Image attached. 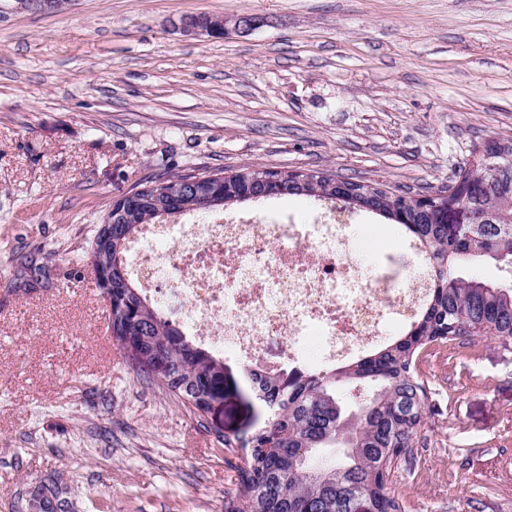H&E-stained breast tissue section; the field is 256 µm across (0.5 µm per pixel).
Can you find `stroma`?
<instances>
[{
  "label": "stroma",
  "mask_w": 512,
  "mask_h": 512,
  "mask_svg": "<svg viewBox=\"0 0 512 512\" xmlns=\"http://www.w3.org/2000/svg\"><path fill=\"white\" fill-rule=\"evenodd\" d=\"M248 13L187 37L182 17ZM512 137V0H72L0 10V512L54 479L69 512H239L225 430L268 417L228 392L201 415L137 370L89 255L139 181L243 168L430 194ZM303 196L224 216L306 223ZM351 257L406 262L404 232L350 216ZM427 413L389 481L402 512H512V339L428 349ZM66 3V0H15L12 10L51 14L58 12ZM186 16L181 18L177 28L185 36H202L222 39L228 33L227 24L233 22V29L238 33H247L259 24L258 18L250 14H239L228 20L224 16Z\"/></svg>",
  "instance_id": "obj_1"
}]
</instances>
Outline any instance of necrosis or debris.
<instances>
[{"instance_id":"4bbe7bcc","label":"necrosis or debris","mask_w":512,"mask_h":512,"mask_svg":"<svg viewBox=\"0 0 512 512\" xmlns=\"http://www.w3.org/2000/svg\"><path fill=\"white\" fill-rule=\"evenodd\" d=\"M346 229L329 209L309 224H151L130 247V270L162 311L209 349L231 350L246 372L299 363L309 339L328 370L383 342L386 323L415 312L429 285L424 271L408 281L364 274L346 254ZM274 337L282 347L270 362Z\"/></svg>"}]
</instances>
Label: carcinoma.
Returning <instances> with one entry per match:
<instances>
[{
	"label": "carcinoma",
	"mask_w": 512,
	"mask_h": 512,
	"mask_svg": "<svg viewBox=\"0 0 512 512\" xmlns=\"http://www.w3.org/2000/svg\"><path fill=\"white\" fill-rule=\"evenodd\" d=\"M267 172L241 169L217 181L169 195L146 188L134 204L114 210L112 238L98 244V265L112 274V337L130 340L145 357L141 372L182 404L202 410L226 389L224 359L163 317L146 297L128 263L129 246L149 224H167L195 213L218 214L249 201L306 196L348 212L379 215L408 231L429 260V291L401 336L325 372L254 373L247 391L267 409L265 423L246 435L228 433L222 444L241 447L247 461L240 486L243 512H352L358 494L374 499L378 512H400L389 494L392 467L411 447L429 403L416 362L431 344L462 336L512 339V283L463 278V262L490 260L512 278V175L501 177L476 154L455 178L473 189L454 199L469 210L473 227L455 236L443 223L445 203L412 205L380 183L346 181L325 172L283 173L288 192L264 180ZM349 387L364 395L350 410L339 398ZM340 449L324 466L318 457ZM40 512L63 507L56 488L31 493Z\"/></svg>",
	"instance_id": "cac0c4a2"
}]
</instances>
